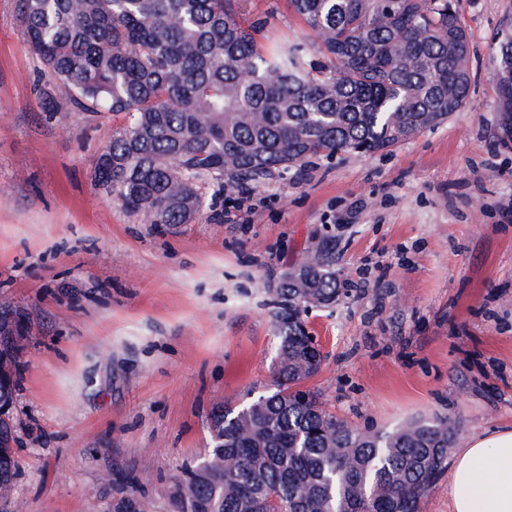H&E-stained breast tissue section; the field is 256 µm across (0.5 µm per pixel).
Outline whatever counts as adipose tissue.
I'll use <instances>...</instances> for the list:
<instances>
[{
    "label": "adipose tissue",
    "mask_w": 512,
    "mask_h": 512,
    "mask_svg": "<svg viewBox=\"0 0 512 512\" xmlns=\"http://www.w3.org/2000/svg\"><path fill=\"white\" fill-rule=\"evenodd\" d=\"M449 512H512V430L468 438L448 471Z\"/></svg>",
    "instance_id": "obj_1"
}]
</instances>
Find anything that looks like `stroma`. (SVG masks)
I'll return each mask as SVG.
<instances>
[{
    "mask_svg": "<svg viewBox=\"0 0 512 512\" xmlns=\"http://www.w3.org/2000/svg\"><path fill=\"white\" fill-rule=\"evenodd\" d=\"M470 101L386 154L314 157L190 224L108 199L94 157L111 113L43 111L16 0H0V307L29 326L0 512H173L209 418L272 389L271 289L329 245L343 293L304 316L305 383L360 429L448 416L458 440L512 429V142L494 80L512 0H463ZM262 46L303 36L288 0H245Z\"/></svg>",
    "mask_w": 512,
    "mask_h": 512,
    "instance_id": "35a3bbf8",
    "label": "stroma"
}]
</instances>
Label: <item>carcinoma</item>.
Here are the masks:
<instances>
[{
    "label": "carcinoma",
    "mask_w": 512,
    "mask_h": 512,
    "mask_svg": "<svg viewBox=\"0 0 512 512\" xmlns=\"http://www.w3.org/2000/svg\"><path fill=\"white\" fill-rule=\"evenodd\" d=\"M308 43L264 52L240 0H18L43 65V111L57 90L80 112L123 118L94 164L96 185L147 224H190L214 208L203 187L259 185L310 158L389 151L468 102L470 43L461 0H289ZM494 78L512 141V32ZM275 293V390L216 408L212 448L183 471L176 512H421L447 468V417L361 430L302 384L323 356L301 314L336 303L323 246ZM0 418V497L15 473ZM234 466L224 468V457Z\"/></svg>",
    "instance_id": "carcinoma-1"
}]
</instances>
